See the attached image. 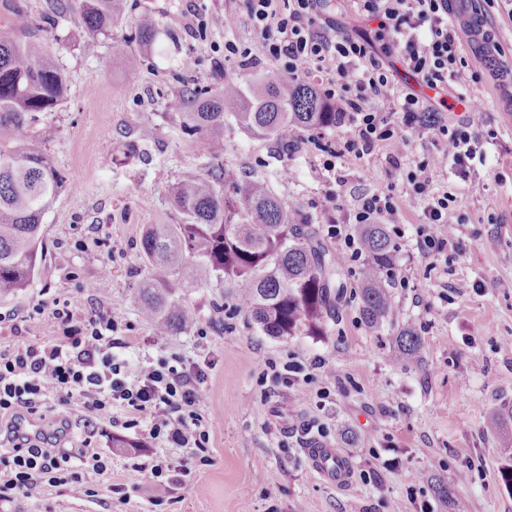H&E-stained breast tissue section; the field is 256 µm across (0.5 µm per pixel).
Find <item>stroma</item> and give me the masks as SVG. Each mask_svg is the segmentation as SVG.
<instances>
[{"label":"stroma","instance_id":"obj_1","mask_svg":"<svg viewBox=\"0 0 512 512\" xmlns=\"http://www.w3.org/2000/svg\"><path fill=\"white\" fill-rule=\"evenodd\" d=\"M127 2L123 25L90 35L75 12L52 29L35 25L46 0H0V31L46 40L66 71L68 97L45 117L55 137L43 143L32 131L28 141L77 185L43 218L42 260L29 287L0 297V347L48 343L50 329L30 315L35 304L60 301L79 317L100 305L110 309L129 339L118 355L130 366L162 356L204 368L200 411L209 421L210 462L151 439L143 427L125 429L55 401L42 413L17 415L22 433L62 448L111 449L112 471L87 475L93 496L76 498L42 484L32 494L0 500V512H29L35 497L44 512H420L424 504L448 512L434 492L441 481L469 512H512V350L502 344L512 336V124L500 116L490 78L470 80V72L482 73V60L467 55V74L449 82L441 104L407 128L400 170L391 169L380 150L326 171L314 142L346 138L352 131L347 121L303 131L292 149L228 125L224 150L215 155L166 103L185 80L215 90L272 68L247 22L248 0ZM144 13L155 17L161 36L132 77L125 57L133 48L132 26ZM215 15L228 17L229 26L203 28ZM228 40L250 48L251 60L225 58ZM105 56L110 64L103 68ZM461 91L471 109L457 105ZM442 124L478 130L487 141L486 161L471 183L446 170L434 176L433 190L451 195L460 218L455 235L461 250L427 257L416 235L423 204L406 173L439 150ZM217 168L266 181L291 212L324 229L322 241L334 254L343 243L327 236L330 223L355 233L360 198L394 191L404 224L392 238L398 254L390 321L367 327L360 314L363 264L348 260L343 300L319 335H264L236 312L238 284H210L184 296L196 324L151 345L154 331L137 303L140 283L151 274L140 238L146 225L183 223L171 202L173 184ZM333 194L334 205L328 202ZM406 324L420 339L418 360L390 365L394 336ZM271 361H321L338 378L326 399L316 381L268 395L261 380ZM313 430L321 443L349 456L346 487H333L312 470L305 449ZM116 436L186 470L163 505L154 504L153 481L132 468L129 451L113 447ZM270 487L276 499L266 497Z\"/></svg>","mask_w":512,"mask_h":512}]
</instances>
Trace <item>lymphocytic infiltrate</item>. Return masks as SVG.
Segmentation results:
<instances>
[{"label": "lymphocytic infiltrate", "mask_w": 512, "mask_h": 512, "mask_svg": "<svg viewBox=\"0 0 512 512\" xmlns=\"http://www.w3.org/2000/svg\"><path fill=\"white\" fill-rule=\"evenodd\" d=\"M328 0H249L248 21L261 38L264 55L279 62L293 81L314 78L322 63L334 62L336 72L314 78L322 95L348 115L354 130L336 148L327 150V168L351 165L377 147L388 150L387 161L399 167L408 144L404 126L412 125L429 102L413 92L395 97L393 74L403 67L429 89H444L464 64L460 38L465 25L448 12V0H351L355 13L371 22L370 30L350 35L337 31ZM396 100L403 114L395 124L384 103ZM442 149L417 165L407 180L414 195L424 198L420 246L423 254L443 252L454 243L457 219L448 194H431L435 172L451 169L466 175L478 152V135L467 127L440 126ZM358 224H398L402 221L393 194L364 197L354 213ZM56 343L23 344L0 350V413L19 409L37 413L50 399L85 409L127 414V426H145L152 439L176 448L204 450V372L197 363L161 359L146 362L135 382H127L124 362L114 353L124 345L111 311L99 309L76 318L67 304L34 308ZM109 453L98 448H50L30 441L0 448V500L46 483L76 495L89 494L84 476L108 474Z\"/></svg>", "instance_id": "f902f5d3"}]
</instances>
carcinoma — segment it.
<instances>
[{
	"label": "carcinoma",
	"instance_id": "carcinoma-1",
	"mask_svg": "<svg viewBox=\"0 0 512 512\" xmlns=\"http://www.w3.org/2000/svg\"><path fill=\"white\" fill-rule=\"evenodd\" d=\"M72 11L81 15L88 33L110 32L124 19L126 0H47L40 22L53 28ZM459 12L469 20L472 51L497 71V60L478 35V16L467 4ZM157 36L153 18L139 16L132 35L138 49L126 59L130 75L137 74L143 52ZM67 96L66 75L45 44L0 34V296L29 286L41 262L43 217L62 192L76 188L41 149L26 142L30 129ZM168 107L213 152L223 150L224 125L232 121L283 147L290 133L340 123L334 102L273 70L250 82H226L216 93L186 85ZM171 199L184 222L150 224L140 239L154 271L138 288L140 314L157 335L189 328L196 315L178 293L212 280L246 283L237 309L267 336L321 332L344 288L331 287L342 262L325 247L319 226L290 213L265 182L239 179L229 170L185 178L173 186ZM359 239L366 259L360 313L377 328L394 308L390 281L396 251L383 224L361 225ZM419 347L416 333L402 329L394 336V362L414 359Z\"/></svg>",
	"mask_w": 512,
	"mask_h": 512
}]
</instances>
